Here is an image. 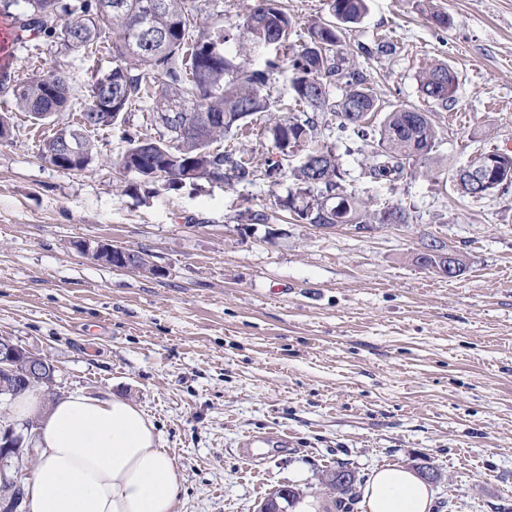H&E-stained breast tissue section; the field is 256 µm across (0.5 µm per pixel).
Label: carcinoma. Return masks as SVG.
Returning a JSON list of instances; mask_svg holds the SVG:
<instances>
[{
  "label": "carcinoma",
  "instance_id": "cac0c4a2",
  "mask_svg": "<svg viewBox=\"0 0 512 512\" xmlns=\"http://www.w3.org/2000/svg\"><path fill=\"white\" fill-rule=\"evenodd\" d=\"M148 0H0V8L22 6L20 31L52 38L69 53L89 54L107 44L112 47V69L92 72L85 104L78 118L62 125L56 116L69 111L72 87L54 64L45 65L31 82L12 88L16 108L36 121L53 124L42 151L52 158L65 142L77 144L86 162L97 157L91 132L109 126L128 107L148 98L152 114L178 113L191 124L185 136L177 124L155 138L127 134L126 152L116 162L124 173L133 172L143 182L159 181L186 169L198 170L208 182L235 179L250 181L255 166L235 158L233 150L218 143L247 125L258 112L270 113L268 127L280 161L269 174L287 170L292 181L280 205L305 224H331L341 216L336 207L325 214L296 208L293 194L310 189L317 193L339 191L337 204L350 208L353 224H377L379 210L342 184L339 158L320 143L315 117H280L272 112V89L288 74L293 99L312 112L339 118L368 147V172L387 180L408 167H426L436 145L437 129L427 112L413 106L396 107L377 125L363 121L383 110L368 86L364 72L350 65L341 51L342 26L357 24L367 13V0H328L331 19L311 24L307 33L291 40L293 20L276 0H254L241 24L226 28L202 17L194 0H162L151 13ZM69 17L62 28L57 20ZM342 90L332 97L331 87ZM424 98L443 108L455 102L459 79L446 63H434L418 76ZM512 171V156L488 164L486 177Z\"/></svg>",
  "mask_w": 512,
  "mask_h": 512
}]
</instances>
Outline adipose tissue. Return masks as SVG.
Listing matches in <instances>:
<instances>
[{
  "label": "adipose tissue",
  "mask_w": 512,
  "mask_h": 512,
  "mask_svg": "<svg viewBox=\"0 0 512 512\" xmlns=\"http://www.w3.org/2000/svg\"><path fill=\"white\" fill-rule=\"evenodd\" d=\"M13 418L39 423L26 512H173L180 492L175 463L131 401L75 392L46 402L29 394L15 400ZM360 507L432 512L433 495L413 470L388 466L370 472Z\"/></svg>",
  "instance_id": "adipose-tissue-1"
}]
</instances>
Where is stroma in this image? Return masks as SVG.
Wrapping results in <instances>:
<instances>
[{"instance_id": "stroma-1", "label": "stroma", "mask_w": 512, "mask_h": 512, "mask_svg": "<svg viewBox=\"0 0 512 512\" xmlns=\"http://www.w3.org/2000/svg\"><path fill=\"white\" fill-rule=\"evenodd\" d=\"M434 7L448 27L419 0H369L344 35L377 97L427 108L438 129L427 167L375 180L338 118L319 124L348 189L410 214L369 233L280 209L290 182L265 174L278 154L263 115L225 141L253 157L254 181L140 186L116 162L149 104L92 132L98 157L69 172L43 158L39 129L0 92V336L52 361L56 394L112 393L145 411L179 471L174 512H256L282 485L326 512H361L323 486L326 471L342 463L363 479L426 462L433 512H512V184L470 198L452 182L476 154L512 153V0ZM378 37L391 54H358ZM47 62L66 73L75 113L112 54L64 53L28 32L13 43L12 82ZM437 62L460 80L446 108L418 88ZM433 239L460 255L463 275L414 263ZM89 241L146 251L164 274L95 261ZM249 435L265 448L252 463L240 452Z\"/></svg>"}]
</instances>
